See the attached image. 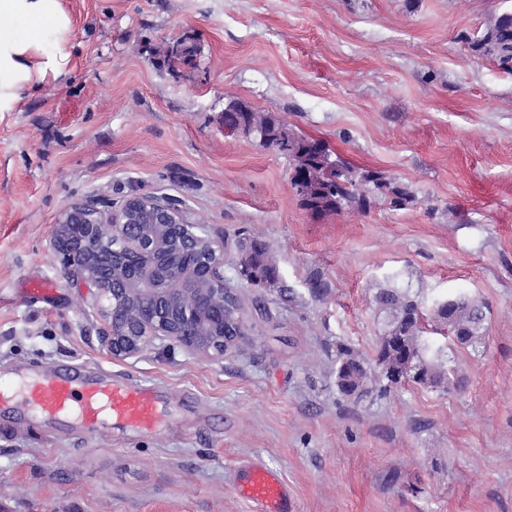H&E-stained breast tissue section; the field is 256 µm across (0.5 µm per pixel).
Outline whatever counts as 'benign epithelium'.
Instances as JSON below:
<instances>
[{
	"label": "benign epithelium",
	"mask_w": 512,
	"mask_h": 512,
	"mask_svg": "<svg viewBox=\"0 0 512 512\" xmlns=\"http://www.w3.org/2000/svg\"><path fill=\"white\" fill-rule=\"evenodd\" d=\"M174 46L183 65L194 64L193 41ZM52 246L66 274L94 290L110 326L103 347L114 359L165 344L222 358L243 335L240 321L225 334L224 250L163 198L132 194L116 211L68 203Z\"/></svg>",
	"instance_id": "7a95c632"
}]
</instances>
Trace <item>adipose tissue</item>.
I'll use <instances>...</instances> for the list:
<instances>
[{"label":"adipose tissue","mask_w":512,"mask_h":512,"mask_svg":"<svg viewBox=\"0 0 512 512\" xmlns=\"http://www.w3.org/2000/svg\"><path fill=\"white\" fill-rule=\"evenodd\" d=\"M72 33L64 0H0V112L68 74Z\"/></svg>","instance_id":"obj_1"}]
</instances>
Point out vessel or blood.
Here are the masks:
<instances>
[{
	"label": "vessel or blood",
	"mask_w": 512,
	"mask_h": 512,
	"mask_svg": "<svg viewBox=\"0 0 512 512\" xmlns=\"http://www.w3.org/2000/svg\"><path fill=\"white\" fill-rule=\"evenodd\" d=\"M22 403L44 417L79 418L93 427L101 420L149 429L158 421L151 389L132 381L121 383L81 382L65 375L32 377L22 389L0 383V405ZM238 496L262 512H288V488L275 472L257 466L238 483Z\"/></svg>",
	"instance_id": "b4317fda"
}]
</instances>
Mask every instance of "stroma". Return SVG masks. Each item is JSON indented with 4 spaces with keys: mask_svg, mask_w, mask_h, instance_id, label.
I'll return each mask as SVG.
<instances>
[{
    "mask_svg": "<svg viewBox=\"0 0 512 512\" xmlns=\"http://www.w3.org/2000/svg\"><path fill=\"white\" fill-rule=\"evenodd\" d=\"M72 69L0 112V382L76 372L157 394L151 430L0 407V512H260L237 482L278 473L289 512H512V74L471 48L512 0H65ZM194 38L193 66L160 50ZM324 141L411 199L316 218L275 147L224 130L234 102ZM179 203L224 247L245 336L206 359L104 350L107 321L51 248L66 203ZM270 243L277 287L237 273ZM327 291L314 297L308 282ZM425 306H487L486 345L446 344L458 386L360 398L337 344L373 357L390 282Z\"/></svg>",
    "mask_w": 512,
    "mask_h": 512,
    "instance_id": "35a3bbf8",
    "label": "stroma"
}]
</instances>
